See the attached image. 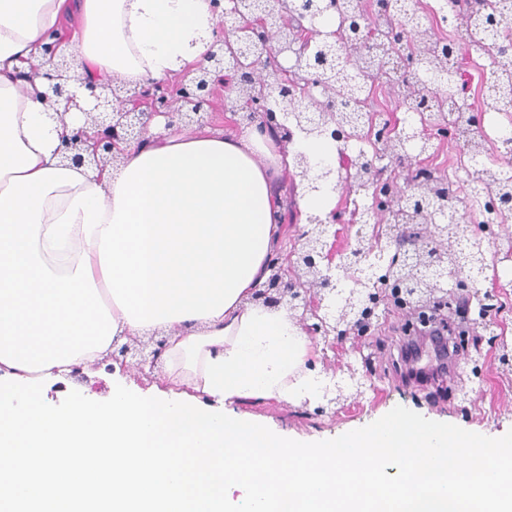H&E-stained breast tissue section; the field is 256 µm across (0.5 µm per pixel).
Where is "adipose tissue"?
<instances>
[{"label":"adipose tissue","instance_id":"obj_1","mask_svg":"<svg viewBox=\"0 0 512 512\" xmlns=\"http://www.w3.org/2000/svg\"><path fill=\"white\" fill-rule=\"evenodd\" d=\"M216 24L210 0H0V512H512L510 443L398 414L305 447L243 410L322 386L298 321L255 294L281 179L300 152L335 164V143L243 124L131 143L101 171L63 166L81 120L42 99L46 34L80 81L137 87L195 70ZM152 333L168 340V392L44 403L43 379Z\"/></svg>","mask_w":512,"mask_h":512}]
</instances>
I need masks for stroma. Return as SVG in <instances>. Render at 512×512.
Listing matches in <instances>:
<instances>
[{"instance_id": "35a3bbf8", "label": "stroma", "mask_w": 512, "mask_h": 512, "mask_svg": "<svg viewBox=\"0 0 512 512\" xmlns=\"http://www.w3.org/2000/svg\"><path fill=\"white\" fill-rule=\"evenodd\" d=\"M368 195L341 190L336 195V248L345 251L358 230L351 224L354 208H367ZM507 232H499V242L490 246L486 269L478 278L480 291L497 297V308L474 329L472 344L460 351V375L451 380L440 377L425 383L410 379L399 354L403 340V317L396 310L380 311L377 322L365 338H348L336 348L326 349L319 359L318 373L323 379L346 376L348 368H361L369 358L370 369L360 396L315 414L313 406H293L275 402L249 404L248 412L268 428L281 431L308 446L343 439L347 433L369 429L396 412H404L422 423L450 425L464 437L497 441L512 437V365H502L498 348L490 336L504 338L512 347V255L504 243ZM123 386L150 396L166 389L162 367L141 371L120 369L111 363L82 366L63 378L44 384L45 400L62 406L73 399L105 400L112 389Z\"/></svg>"}]
</instances>
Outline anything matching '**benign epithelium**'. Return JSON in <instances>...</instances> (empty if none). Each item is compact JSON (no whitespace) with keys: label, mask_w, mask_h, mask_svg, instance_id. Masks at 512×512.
<instances>
[{"label":"benign epithelium","mask_w":512,"mask_h":512,"mask_svg":"<svg viewBox=\"0 0 512 512\" xmlns=\"http://www.w3.org/2000/svg\"><path fill=\"white\" fill-rule=\"evenodd\" d=\"M212 0L213 11L218 17L217 38L205 54L206 65L199 68L191 81L171 84L167 81L152 82L135 92L133 108L126 107L121 96V86L114 82L84 84L85 92L77 94L71 86L78 82L73 60L61 50L60 39L48 35L43 53L48 56L52 69L45 73L48 81L46 101L55 112L67 115L78 112L84 124L72 135L62 140L61 162L65 166H87L102 169L117 160L119 144L143 142L155 117L164 118L166 129L180 130L192 125L205 124L204 106L224 72L237 79L238 96L245 99L241 120L258 125L265 133H274L289 141L294 131L309 126L324 128L336 124V87L324 80L321 69L312 61L299 55L297 44L310 39L315 30L316 16L329 15L335 10L334 0H318L306 7L301 0ZM248 22L252 36L241 41L230 53H224L223 33L236 29L225 18ZM334 40L323 41L321 46L327 56L350 73L357 71L356 61L365 49L341 32L333 33ZM349 47L346 54L338 52L336 45ZM283 57L288 66L278 63ZM302 74L307 92L299 97H283L277 106L271 104L270 91L284 85L290 72ZM383 164L360 171L346 172L342 183L348 188L363 182L374 190L370 219L373 228L388 223V217L400 205H407L411 198L430 187L423 178L398 182L385 177L392 164L412 167V157L407 153L389 149L380 154ZM294 177L299 181H317L336 178V170L325 166L314 173L310 158L300 155ZM336 222V212L322 217H310L309 223L299 230V247L285 253L272 254L267 261L270 271L257 300L270 306H284L292 314H299L303 330L313 341L322 339L339 341L353 335L361 338L368 327L360 319L347 313L336 319V309L350 304L352 294L339 287L344 277L348 252L336 254L327 249L329 224ZM448 235L446 224H399L379 248L380 260L398 270L396 275L376 277L373 294L375 307L384 304L400 311L414 300L409 283L423 284L430 280L435 295L448 294L461 300L470 295L468 280L453 276L455 288L448 289V269L436 248L442 237ZM311 281L318 285L315 293L304 288ZM165 349V338L152 336L135 346L128 343L112 344V361L127 366V357L135 359L134 365L142 370L155 368Z\"/></svg>","instance_id":"1"}]
</instances>
